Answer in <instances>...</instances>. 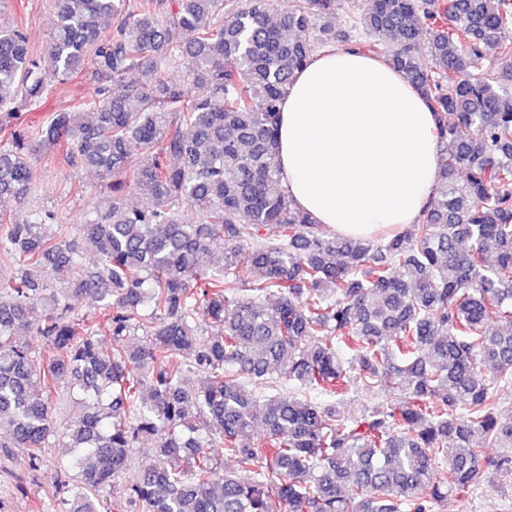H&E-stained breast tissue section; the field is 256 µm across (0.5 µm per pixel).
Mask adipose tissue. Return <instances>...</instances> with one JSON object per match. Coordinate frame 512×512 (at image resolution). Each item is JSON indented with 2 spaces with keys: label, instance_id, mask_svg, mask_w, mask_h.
Listing matches in <instances>:
<instances>
[{
  "label": "adipose tissue",
  "instance_id": "ef3b65f1",
  "mask_svg": "<svg viewBox=\"0 0 512 512\" xmlns=\"http://www.w3.org/2000/svg\"><path fill=\"white\" fill-rule=\"evenodd\" d=\"M436 126L425 97L386 61L323 52L280 102L282 186L340 236L407 228L436 192Z\"/></svg>",
  "mask_w": 512,
  "mask_h": 512
}]
</instances>
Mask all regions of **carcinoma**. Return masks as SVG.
<instances>
[{"instance_id":"carcinoma-1","label":"carcinoma","mask_w":512,"mask_h":512,"mask_svg":"<svg viewBox=\"0 0 512 512\" xmlns=\"http://www.w3.org/2000/svg\"><path fill=\"white\" fill-rule=\"evenodd\" d=\"M129 2L49 0L43 60L0 30V199L25 203L43 150L105 182L72 226L0 216V261L16 267L0 278V448L26 449L32 470L62 448L54 512H100L144 437L154 453L117 512H429L512 472L497 398L512 386V88L476 74L512 59V0H369L351 17L362 35L341 42L387 60L438 115L436 195L373 238L320 229L277 162L279 100L336 41V0L283 14L276 0ZM78 76L93 98L51 111ZM266 376L285 390L246 384ZM355 383L405 400L353 420L316 401ZM220 449L240 471H221Z\"/></svg>"}]
</instances>
